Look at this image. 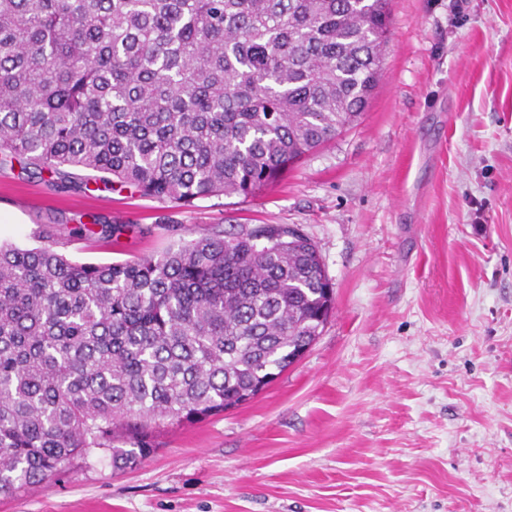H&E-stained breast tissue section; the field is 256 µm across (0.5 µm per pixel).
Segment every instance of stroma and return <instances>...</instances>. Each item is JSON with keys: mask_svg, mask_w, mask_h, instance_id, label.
Returning <instances> with one entry per match:
<instances>
[{"mask_svg": "<svg viewBox=\"0 0 512 512\" xmlns=\"http://www.w3.org/2000/svg\"><path fill=\"white\" fill-rule=\"evenodd\" d=\"M85 178L0 167V241L135 223L61 247L99 264L285 224L317 246L334 310L249 403L0 512H512V0H391L364 114L253 196L179 207Z\"/></svg>", "mask_w": 512, "mask_h": 512, "instance_id": "35a3bbf8", "label": "stroma"}]
</instances>
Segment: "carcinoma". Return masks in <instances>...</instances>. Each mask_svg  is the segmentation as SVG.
I'll list each match as a JSON object with an SVG mask.
<instances>
[{
    "instance_id": "carcinoma-1",
    "label": "carcinoma",
    "mask_w": 512,
    "mask_h": 512,
    "mask_svg": "<svg viewBox=\"0 0 512 512\" xmlns=\"http://www.w3.org/2000/svg\"><path fill=\"white\" fill-rule=\"evenodd\" d=\"M389 0H0V167L180 205L248 196L358 121ZM78 229L107 240L128 223ZM0 244V497L238 406L333 305L316 246L263 224L79 263ZM132 447L123 451L120 446Z\"/></svg>"
}]
</instances>
